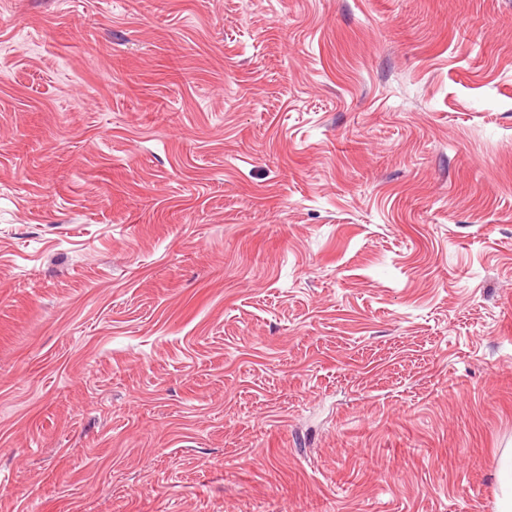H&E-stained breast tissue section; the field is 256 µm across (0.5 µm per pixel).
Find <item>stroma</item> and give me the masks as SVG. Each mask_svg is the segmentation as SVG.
<instances>
[{"label": "stroma", "mask_w": 512, "mask_h": 512, "mask_svg": "<svg viewBox=\"0 0 512 512\" xmlns=\"http://www.w3.org/2000/svg\"><path fill=\"white\" fill-rule=\"evenodd\" d=\"M512 0H0V512H498Z\"/></svg>", "instance_id": "1"}]
</instances>
